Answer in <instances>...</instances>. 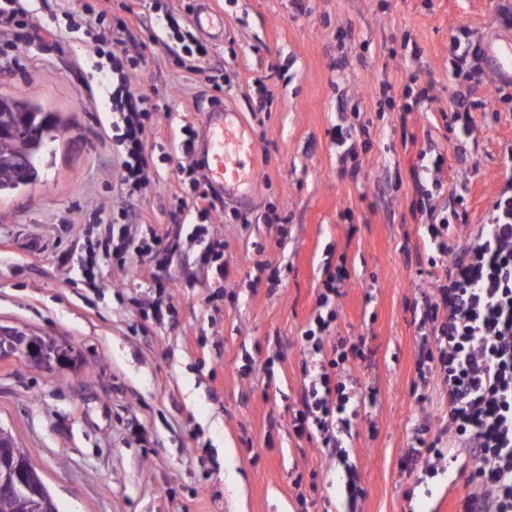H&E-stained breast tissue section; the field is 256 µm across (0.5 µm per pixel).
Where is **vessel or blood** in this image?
<instances>
[{"instance_id": "b4317fda", "label": "vessel or blood", "mask_w": 512, "mask_h": 512, "mask_svg": "<svg viewBox=\"0 0 512 512\" xmlns=\"http://www.w3.org/2000/svg\"><path fill=\"white\" fill-rule=\"evenodd\" d=\"M484 63L502 84L512 83V41H489L481 46ZM205 145L208 157L207 179L222 186L225 193H234L246 180L244 128L236 123L231 111L222 114L207 112L204 120Z\"/></svg>"}]
</instances>
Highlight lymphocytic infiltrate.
Instances as JSON below:
<instances>
[{"label": "lymphocytic infiltrate", "mask_w": 512, "mask_h": 512, "mask_svg": "<svg viewBox=\"0 0 512 512\" xmlns=\"http://www.w3.org/2000/svg\"><path fill=\"white\" fill-rule=\"evenodd\" d=\"M108 10L98 7L85 23L68 20L51 32L57 47L69 43L71 35L84 31L92 43L85 63L104 103V120L122 158V191L126 197L139 198L147 185L149 155L146 151V123L156 107L147 97L131 92L129 73L138 61L125 50L115 48L116 33L126 32L125 18L105 25ZM481 42L467 28L452 32L448 41V65L457 77L467 79L466 89L454 91L451 110L453 123L448 131L461 139L471 134V108L482 105L492 111L491 102L481 101L479 83ZM193 185L201 183L193 178ZM430 193H421L411 206L412 213L429 217V237L436 245L435 256L446 255V236L454 224L467 221V213L450 208L434 211ZM220 197L216 192L200 190L192 196L190 209L200 217L198 237L207 241L199 265L209 268L219 259L223 241H209L212 211ZM97 243L83 244V252L102 251L120 265L134 264L137 273L155 275V259L177 250L181 227L168 225L164 230L146 226L142 235H134L127 224L112 220L100 222ZM318 308L301 339L311 357L304 370L302 407L294 415L297 432L313 431L329 455L346 460V439L352 433L359 413L360 395H347L333 384L332 371L345 362L343 340H332L336 314L329 308L348 279L344 266L325 267ZM420 371L427 374L440 369L448 386V424L436 434L417 427L409 448L408 463H418L426 441L449 443L453 451L449 462H463L470 469V491L461 499L459 512H512V167L505 169L502 191L491 202L478 232L468 238L457 252L448 272L447 283L437 293L425 297L418 320Z\"/></svg>", "instance_id": "f902f5d3"}]
</instances>
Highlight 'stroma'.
<instances>
[{
  "label": "stroma",
  "mask_w": 512,
  "mask_h": 512,
  "mask_svg": "<svg viewBox=\"0 0 512 512\" xmlns=\"http://www.w3.org/2000/svg\"><path fill=\"white\" fill-rule=\"evenodd\" d=\"M114 16L139 19L122 36L143 62L134 93L159 108L151 118L152 161L141 198L121 190L118 153L104 133L95 92L76 68L89 43L75 34L63 50L32 45L11 52L0 30V94L31 89L64 125L40 180L0 197V323L72 349L75 366L45 373L0 362V425L8 427L56 498L60 512H457L467 471L447 459L410 466L404 453L418 425L448 421V388L419 365L413 307L433 294L451 266L410 204L417 184L441 178L439 203L466 185V223L449 245L481 224L504 185L512 145V100L498 119L473 110L470 138L449 139L456 80L448 69L452 29L488 41L512 36L498 23V0H110ZM210 6L222 35L200 34L208 54L185 71L157 27L164 9L185 19ZM419 55H412L411 46ZM222 67L223 92L208 77ZM271 103L257 112L261 90ZM237 110L254 145L257 176L224 196L213 215L224 240L223 277L198 271L205 244L196 214L181 210L193 188L181 167L202 163L180 148V129L203 133L214 105ZM369 124L341 156L336 126ZM417 142L405 144L404 134ZM432 142L440 175L420 157ZM104 220L183 227L173 262L161 270L172 315L144 316L147 280L113 261L88 284L74 258L92 209ZM348 280L333 306V335L351 350L336 379L372 396L354 426L347 462L318 437H297L307 360L301 336L323 290L326 264ZM278 274L280 285L268 288ZM363 497H345L346 467Z\"/></svg>",
  "instance_id": "obj_1"
}]
</instances>
